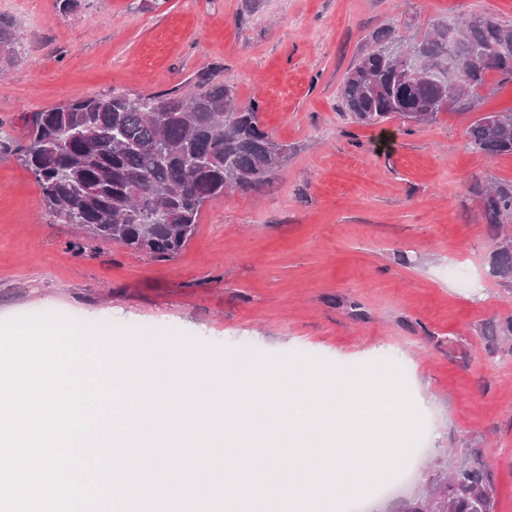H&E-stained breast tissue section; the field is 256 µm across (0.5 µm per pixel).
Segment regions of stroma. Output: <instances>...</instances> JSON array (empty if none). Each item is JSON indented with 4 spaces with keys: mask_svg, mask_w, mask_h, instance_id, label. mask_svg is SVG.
Returning <instances> with one entry per match:
<instances>
[{
    "mask_svg": "<svg viewBox=\"0 0 512 512\" xmlns=\"http://www.w3.org/2000/svg\"><path fill=\"white\" fill-rule=\"evenodd\" d=\"M490 12L512 0H0L22 51L0 76V320L57 314L170 330L231 348L297 353L343 368L388 352L424 421L409 480L368 498L397 512L437 459L492 472L512 512V283L471 185L512 182V156L471 150L472 115L412 129L352 123L343 78L372 32ZM258 102L288 160L251 195L202 209L175 259L83 242L51 223L10 149L32 113L102 93L194 88L198 74Z\"/></svg>",
    "mask_w": 512,
    "mask_h": 512,
    "instance_id": "stroma-1",
    "label": "stroma"
}]
</instances>
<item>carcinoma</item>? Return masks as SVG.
Returning <instances> with one entry per match:
<instances>
[{
    "instance_id": "cac0c4a2",
    "label": "carcinoma",
    "mask_w": 512,
    "mask_h": 512,
    "mask_svg": "<svg viewBox=\"0 0 512 512\" xmlns=\"http://www.w3.org/2000/svg\"><path fill=\"white\" fill-rule=\"evenodd\" d=\"M19 38L0 16V49ZM512 82V24L492 13L434 20L423 34L393 26L373 32L347 71L342 107L364 126L394 119L413 126L449 110L465 115ZM190 94L89 95L31 116L13 153L34 176L55 224H75L86 239L112 242L155 260L175 258L196 231L203 206L228 193L248 196L279 171L288 145L261 125L256 103L240 107L234 87L204 75ZM489 157L512 155V112H489L466 131ZM494 240V269L512 279V184L477 183ZM494 488L481 466L440 467L425 495L399 512H494Z\"/></svg>"
}]
</instances>
